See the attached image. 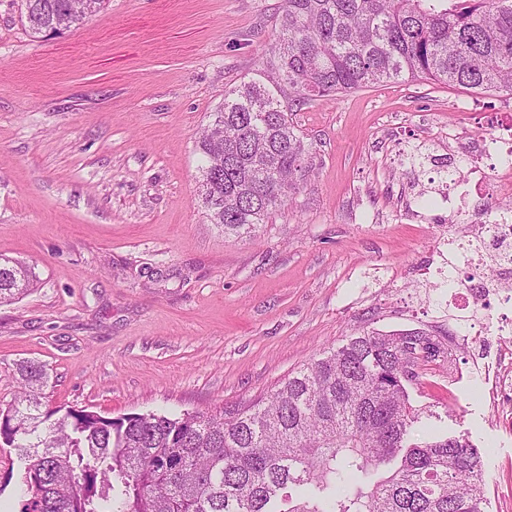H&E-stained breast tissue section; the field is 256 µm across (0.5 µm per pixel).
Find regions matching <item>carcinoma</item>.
<instances>
[{
    "instance_id": "1",
    "label": "carcinoma",
    "mask_w": 512,
    "mask_h": 512,
    "mask_svg": "<svg viewBox=\"0 0 512 512\" xmlns=\"http://www.w3.org/2000/svg\"><path fill=\"white\" fill-rule=\"evenodd\" d=\"M33 35L76 28L104 0H24ZM264 71L224 93L196 141L202 203L226 234L287 205L309 168L293 106L406 77L512 94V0H284ZM36 284L0 256V304ZM448 360L417 329L370 331L231 409L104 416L43 401L42 365L0 445L23 464L19 512H485L483 463L461 437L410 441L422 411L405 366Z\"/></svg>"
}]
</instances>
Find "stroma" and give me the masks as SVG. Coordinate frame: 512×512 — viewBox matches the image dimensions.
Wrapping results in <instances>:
<instances>
[{"mask_svg":"<svg viewBox=\"0 0 512 512\" xmlns=\"http://www.w3.org/2000/svg\"><path fill=\"white\" fill-rule=\"evenodd\" d=\"M283 0H105L36 38L0 0V254L37 283L0 307V409L43 365L50 406L119 417L245 404L322 349L372 330L464 332L448 305V211L433 162L512 122V94L423 78L292 114L312 170L253 236L202 205L194 151L226 90L259 76ZM456 139H449V130ZM460 346L421 364L413 405L482 455L486 512H512V426Z\"/></svg>","mask_w":512,"mask_h":512,"instance_id":"1","label":"stroma"}]
</instances>
